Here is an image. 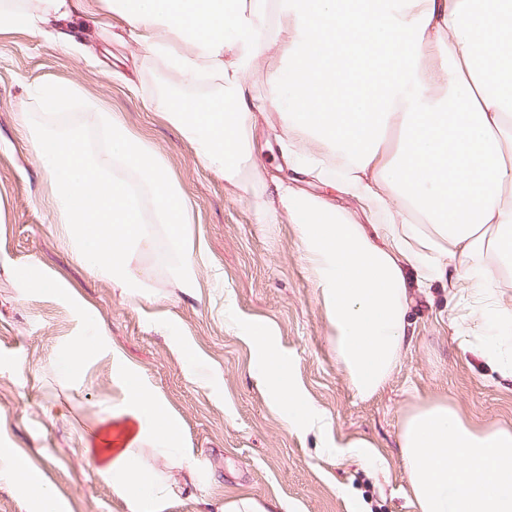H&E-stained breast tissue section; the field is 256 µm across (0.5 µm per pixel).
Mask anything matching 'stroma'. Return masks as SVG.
I'll use <instances>...</instances> for the list:
<instances>
[{"instance_id":"stroma-1","label":"stroma","mask_w":512,"mask_h":512,"mask_svg":"<svg viewBox=\"0 0 512 512\" xmlns=\"http://www.w3.org/2000/svg\"><path fill=\"white\" fill-rule=\"evenodd\" d=\"M67 25L75 36L69 47L57 42V24L33 33L0 21V448L38 468L64 512H129L87 451L106 406L122 396L112 374L116 350L182 424L178 457L156 444L136 451L154 475L186 465L194 472V484L168 499L163 512H222L225 501L243 496L287 501L297 512H414L399 448L405 410L444 398L473 423L512 427V380L478 347L462 346L468 302L450 298L444 283L412 291L410 346L377 394L355 395L336 361L334 330L296 225L284 215L262 223L255 190L231 187L205 169L193 144L153 108L165 87L182 95L189 87L107 8ZM290 34V23H271L248 77L252 109L261 115L253 139L259 177H278L346 207L343 193L298 174L281 151L287 132L271 76ZM57 83L72 85L80 97L48 122L91 126L96 109L114 112L162 159L204 251L196 287H182L167 269L158 228L154 250L127 259L133 275L147 276L146 288L115 287L74 260L61 236L54 181L32 160L34 98ZM38 278L52 287L33 288ZM88 307L102 319L106 347L90 352L71 375L57 361L90 335ZM261 323L272 326L275 351L305 392L309 412L331 418L334 448L271 412L246 341ZM358 439L374 445L373 458L345 452L344 443Z\"/></svg>"}]
</instances>
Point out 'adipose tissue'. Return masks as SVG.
<instances>
[{
    "label": "adipose tissue",
    "instance_id": "1",
    "mask_svg": "<svg viewBox=\"0 0 512 512\" xmlns=\"http://www.w3.org/2000/svg\"><path fill=\"white\" fill-rule=\"evenodd\" d=\"M137 41L193 84L221 76L219 92L156 99L200 161L238 185L258 169L256 116L247 78L265 45L270 16L290 19L293 37L273 84L297 169L331 183L377 216L351 213L316 194L274 184L258 196L263 223L286 212L320 281L336 360L362 398L378 393L409 346L410 287L447 281L492 326L483 353L512 378V0H106ZM91 0H0V19L39 31L48 17L91 11ZM190 46L175 52L172 40ZM447 47L448 61H429ZM397 122L387 152L381 133ZM272 333L249 336L256 378L288 425L326 433L307 414ZM112 372L123 396L107 408L90 450L130 512H161L178 481L147 477L135 450L177 452L181 427L153 387L121 357ZM400 448L415 512H512V428L477 426L443 399L410 406Z\"/></svg>",
    "mask_w": 512,
    "mask_h": 512
}]
</instances>
